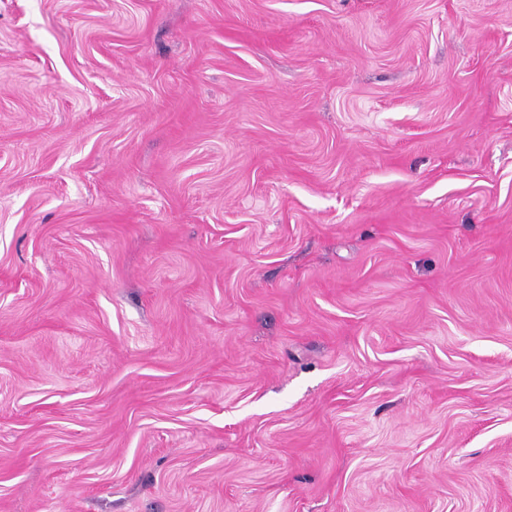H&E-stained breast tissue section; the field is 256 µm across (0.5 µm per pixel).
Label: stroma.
<instances>
[{
	"mask_svg": "<svg viewBox=\"0 0 512 512\" xmlns=\"http://www.w3.org/2000/svg\"><path fill=\"white\" fill-rule=\"evenodd\" d=\"M0 512H512V0H0Z\"/></svg>",
	"mask_w": 512,
	"mask_h": 512,
	"instance_id": "stroma-1",
	"label": "stroma"
}]
</instances>
